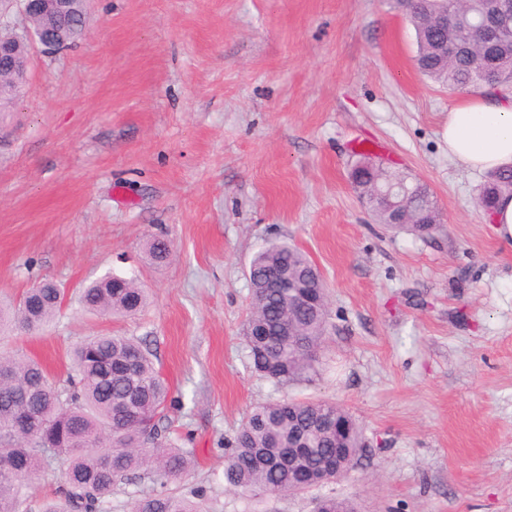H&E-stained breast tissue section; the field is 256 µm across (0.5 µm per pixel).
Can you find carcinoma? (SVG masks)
Returning a JSON list of instances; mask_svg holds the SVG:
<instances>
[{"label":"carcinoma","instance_id":"cac0c4a2","mask_svg":"<svg viewBox=\"0 0 512 512\" xmlns=\"http://www.w3.org/2000/svg\"><path fill=\"white\" fill-rule=\"evenodd\" d=\"M417 38L418 69L448 86L501 89L512 85V0H392ZM457 18L445 27L446 14ZM495 22L498 35L487 45L472 34V19ZM55 36L73 42L81 36V20H62ZM414 190L405 223H391L388 206L371 204L375 220L427 238L442 229V214L428 186L393 171L379 183L396 198L402 185ZM512 193V167L488 173L476 205L493 211L497 198ZM152 261L171 255L170 242L154 237L148 247ZM282 268L302 286L307 301L264 290L269 270ZM251 303L243 339L252 368L278 387L308 381L316 374L328 325V295L317 265L297 246L272 241L250 260ZM83 311L100 316L127 317L146 305L144 288L134 278L109 274L80 290ZM63 292L50 280L28 289L18 302H0V333L36 332L61 311ZM297 330L280 336L281 325ZM155 354L134 337L97 334L82 340L72 351L66 380H55L43 365L23 355L0 354V512H26L29 481L52 462L63 465L57 497L42 504L40 512H104L119 483L138 475L160 479L134 503V512H204L206 490L192 497L177 494L170 484L185 481L193 466V451L169 438L165 415L170 386L153 361ZM338 418L348 425L341 443L317 429L323 418ZM32 418L35 425L18 429L14 423ZM308 427L312 452L289 463L288 438ZM224 479L242 493L282 496L301 492L302 473L320 468L347 449L348 462L371 452L363 430L353 416L333 401H302L286 397L255 407L242 419L228 441ZM329 512H358L354 500L329 497Z\"/></svg>","mask_w":512,"mask_h":512}]
</instances>
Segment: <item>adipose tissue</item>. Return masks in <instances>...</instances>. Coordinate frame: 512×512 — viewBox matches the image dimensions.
Here are the masks:
<instances>
[{"instance_id": "ef3b65f1", "label": "adipose tissue", "mask_w": 512, "mask_h": 512, "mask_svg": "<svg viewBox=\"0 0 512 512\" xmlns=\"http://www.w3.org/2000/svg\"><path fill=\"white\" fill-rule=\"evenodd\" d=\"M448 157L462 168L492 172L512 165V95L478 89L448 112Z\"/></svg>"}]
</instances>
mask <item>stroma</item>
I'll list each match as a JSON object with an SVG mask.
<instances>
[{"label":"stroma","instance_id":"1","mask_svg":"<svg viewBox=\"0 0 512 512\" xmlns=\"http://www.w3.org/2000/svg\"><path fill=\"white\" fill-rule=\"evenodd\" d=\"M390 0H87L84 37L30 48L0 112V299L47 278L65 293L0 352L65 379L83 338L145 341L171 386V437L194 451L177 487L208 512H512V240L475 205L486 180L448 158L460 94L421 75ZM433 191L428 239L378 224L358 153ZM171 240L164 265L151 237ZM310 254L329 292L313 381L277 389L240 330L246 269L268 242ZM138 276L145 308L84 313V284ZM338 402L372 446L341 481L288 496L224 482L225 443L254 406Z\"/></svg>","mask_w":512,"mask_h":512}]
</instances>
